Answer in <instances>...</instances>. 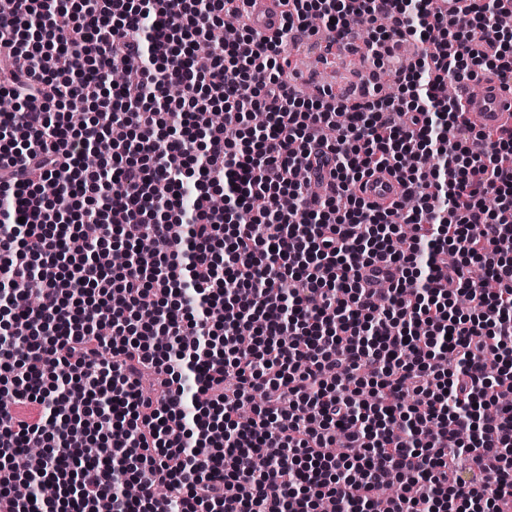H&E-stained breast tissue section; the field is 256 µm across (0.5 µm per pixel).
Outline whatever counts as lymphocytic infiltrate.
<instances>
[{
  "mask_svg": "<svg viewBox=\"0 0 512 512\" xmlns=\"http://www.w3.org/2000/svg\"><path fill=\"white\" fill-rule=\"evenodd\" d=\"M241 2L11 0L0 13V95L14 102L0 113V501L504 512L512 128L464 125L442 88L512 79V29L497 23L512 0H448L444 13L433 0H278L269 37ZM228 16L237 39L198 66L196 43ZM355 26L371 30L361 98L283 81L291 45ZM77 101L97 109L74 127L63 109ZM214 111L223 125H205ZM376 168L399 178L400 201L363 196ZM150 239L167 250L143 251ZM117 245L127 264H101ZM382 266L396 282L368 287ZM452 448L472 467L456 471ZM32 476L55 496L16 495Z\"/></svg>",
  "mask_w": 512,
  "mask_h": 512,
  "instance_id": "obj_1",
  "label": "lymphocytic infiltrate"
}]
</instances>
